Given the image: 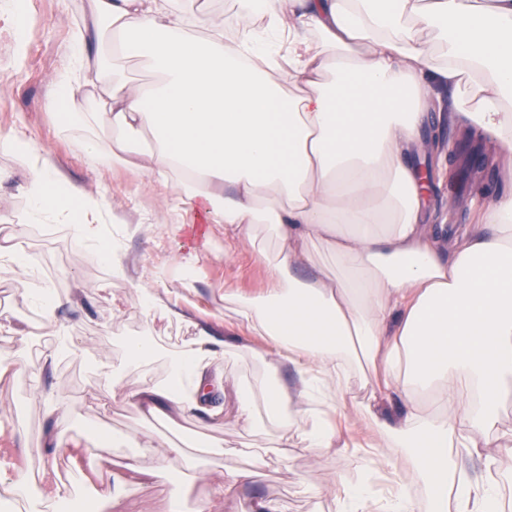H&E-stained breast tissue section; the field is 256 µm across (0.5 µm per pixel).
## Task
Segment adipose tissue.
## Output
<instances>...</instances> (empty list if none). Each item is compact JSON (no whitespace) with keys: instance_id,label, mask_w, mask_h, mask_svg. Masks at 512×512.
<instances>
[{"instance_id":"1","label":"adipose tissue","mask_w":512,"mask_h":512,"mask_svg":"<svg viewBox=\"0 0 512 512\" xmlns=\"http://www.w3.org/2000/svg\"><path fill=\"white\" fill-rule=\"evenodd\" d=\"M241 38L206 15L173 11L169 0H94V17L112 26L109 50L90 52L89 26L71 40L75 70L53 79L52 101L86 118L76 71L110 75L94 120L116 134L126 166L149 161L156 182L181 173L184 197L171 203L183 223L217 224L228 245L253 243L270 225L278 247L259 252L270 285L236 312L279 349L271 371L289 364L294 384H275L267 418L288 443L297 401L343 400L354 362L368 367L377 401L399 399L394 422L377 417L414 463L431 512H505L497 484L512 460V428L499 409L512 398V0H247ZM148 59L161 81L143 86L117 67ZM282 74L287 85L272 82ZM448 111L498 152L507 182L474 207V222L441 242L429 224L414 157L431 111ZM148 133L147 148L136 145ZM49 157L23 190L33 213L77 197L87 217L76 237L99 231L102 203L68 187ZM322 248L335 268L298 277ZM224 346L207 332L172 358L166 384L126 396L139 415L165 411L224 421L221 385L211 373ZM484 458L468 475L449 447ZM223 484L192 503L173 494L170 512H213L236 497L257 468L212 452ZM46 455L39 480L18 473L10 494L31 503L67 490ZM336 512H415L396 495L377 504L355 482Z\"/></svg>"}]
</instances>
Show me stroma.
Returning a JSON list of instances; mask_svg holds the SVG:
<instances>
[{
	"label": "stroma",
	"instance_id": "stroma-1",
	"mask_svg": "<svg viewBox=\"0 0 512 512\" xmlns=\"http://www.w3.org/2000/svg\"><path fill=\"white\" fill-rule=\"evenodd\" d=\"M22 2L23 45H16L12 32L0 30V130L24 135L31 140L33 152L23 159L0 150V172L9 176L0 183V247L25 246L36 264L33 275L22 279L11 264L0 261V312L23 330L19 336L0 331V349L8 350L16 369L12 380L0 383V402L9 407L8 412L0 413V448L12 451L0 463L7 473L39 474L40 452L53 428L44 408L49 398L74 413L56 452V468L70 489V505L78 508L110 512L95 488L79 477L88 468L86 449L93 436L114 440L111 458L100 460L98 469L119 475L123 459L134 453L131 439L144 433L195 449V466L190 469L175 463L156 474L148 491L129 488L125 512H166L173 492L190 498L196 495L199 476L223 481V473L210 467L205 452L216 443L241 467L251 466L255 456H264L261 480L245 485L241 495L246 499L276 497L284 512H336V498L342 493L339 481L349 476L347 462L356 455L372 477L376 499L398 491L401 484L396 477L400 474L405 475L404 485L415 500L426 497V488L407 461H400L399 474H392L387 464L393 455L388 433L371 416V409L376 408L371 389L357 376L348 383L350 399L318 407L335 435L334 448L276 454L279 431L264 417L262 390L271 381L267 363L276 358L277 347L239 322L227 299L231 293L251 297L268 288L267 268L257 260L254 249H274V240L262 229L255 246L225 251L223 227L175 223L173 215L161 206V199L182 194L181 177L158 184L146 173L117 162H101L100 154L113 144L111 127L95 122L65 126L56 111L46 106L55 73L73 65L70 35L90 22L92 0ZM42 155L51 158L69 184L100 198L106 210L112 211L113 220L100 222L99 240L76 239L70 211L31 218L21 186L31 164ZM433 180L432 223L463 229L472 222L473 198L499 189L502 174L499 167H488L468 185L462 198L453 202L448 199L446 171L436 170ZM107 245L135 262L137 271L130 280L113 279L102 253ZM188 252L194 259L186 269L177 258ZM41 288L62 301L50 321L25 299L26 292ZM148 291L173 308L174 316L147 317L143 297ZM61 327L80 343L82 354L61 358L52 371L37 375L40 356L56 345ZM204 329L233 344L212 366L224 387V426L164 416L147 419L134 413L124 394L148 382H165L170 356L191 347ZM142 336L152 338L153 352L130 359V341ZM107 372L121 379L117 393L99 389ZM243 398L253 400L256 407L254 420L246 425L235 421ZM314 487L319 490L315 497L310 494Z\"/></svg>",
	"mask_w": 512,
	"mask_h": 512
}]
</instances>
